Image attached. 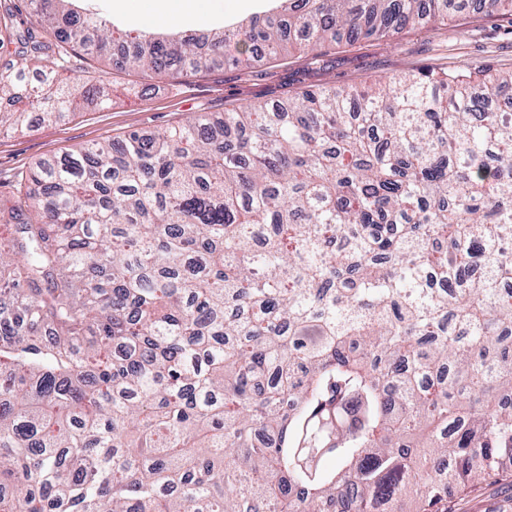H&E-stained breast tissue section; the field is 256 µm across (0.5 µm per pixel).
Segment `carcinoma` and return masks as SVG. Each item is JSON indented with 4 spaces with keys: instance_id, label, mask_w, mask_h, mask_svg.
<instances>
[{
    "instance_id": "1",
    "label": "carcinoma",
    "mask_w": 512,
    "mask_h": 512,
    "mask_svg": "<svg viewBox=\"0 0 512 512\" xmlns=\"http://www.w3.org/2000/svg\"><path fill=\"white\" fill-rule=\"evenodd\" d=\"M38 0L0 130L100 86L45 41L162 74L314 57L452 0H282L147 39ZM512 15V0H475ZM512 73L424 71L131 132L33 169L0 248V512H448L512 456Z\"/></svg>"
}]
</instances>
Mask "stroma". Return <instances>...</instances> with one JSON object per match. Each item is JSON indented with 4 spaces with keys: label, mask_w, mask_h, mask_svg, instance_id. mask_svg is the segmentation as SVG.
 Listing matches in <instances>:
<instances>
[{
    "label": "stroma",
    "mask_w": 512,
    "mask_h": 512,
    "mask_svg": "<svg viewBox=\"0 0 512 512\" xmlns=\"http://www.w3.org/2000/svg\"><path fill=\"white\" fill-rule=\"evenodd\" d=\"M175 14L191 10L194 21L181 33L200 35L262 16L265 0H174ZM93 13L112 17L151 33L158 0H84ZM7 15L0 28V71L17 63L11 43L15 30L35 16L25 0H0ZM323 67L311 65L308 54L292 49L239 67L216 65L194 75L176 71L156 74L114 66L90 55L70 54L59 78L87 85H107L109 101L90 104L53 124L0 133V235H6L8 212L18 197L34 192L30 171L39 160L62 155L80 146L109 140L120 142L136 131L150 134L187 118L250 102L279 99L301 89L329 86L359 88L381 76L418 69L452 71L464 65L492 71H512V17L467 9L448 21L418 26L394 38L370 37L342 41L325 51ZM448 512H512V461L502 460L500 473L469 488L450 487Z\"/></svg>",
    "instance_id": "35a3bbf8"
}]
</instances>
